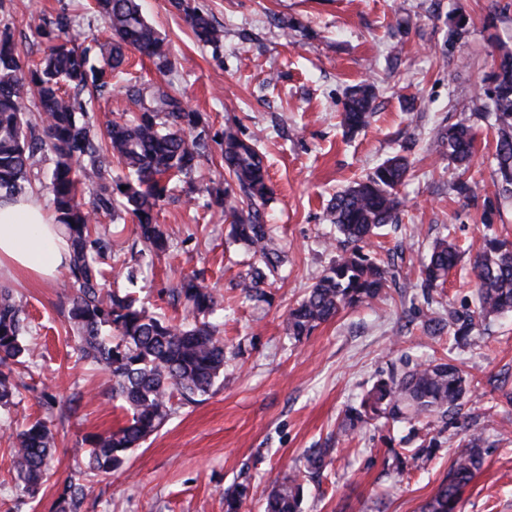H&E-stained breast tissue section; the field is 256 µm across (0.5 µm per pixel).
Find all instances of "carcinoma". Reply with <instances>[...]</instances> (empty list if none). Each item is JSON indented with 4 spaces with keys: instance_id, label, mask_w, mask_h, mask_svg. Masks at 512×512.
Listing matches in <instances>:
<instances>
[{
    "instance_id": "obj_1",
    "label": "carcinoma",
    "mask_w": 512,
    "mask_h": 512,
    "mask_svg": "<svg viewBox=\"0 0 512 512\" xmlns=\"http://www.w3.org/2000/svg\"><path fill=\"white\" fill-rule=\"evenodd\" d=\"M183 10L194 35L217 50L224 30L191 4L174 0ZM111 35L105 43L78 45L71 20L60 14L38 27L49 45L42 61L23 69L8 29L0 30V199L25 196L32 190L35 170L46 155L54 157L50 183L56 223L69 250L67 320L76 332L78 359L102 366L112 377V399L127 411L126 423L113 431L86 436L84 466L63 485L55 512H81L85 481L97 473L119 468L128 453L156 432L174 411L175 402L193 403L207 394L224 375L230 355L224 345V296L202 284L198 275L183 274L172 299L183 300L194 319L176 323L129 289L103 291L108 273L128 265L114 250L112 237L124 228L116 221L132 215L141 240L157 254L171 247L169 235L158 224L160 203L179 189H197L198 172L206 153L202 135L189 138L202 116L189 110L170 90L171 83L129 82L126 98L137 107L132 118L106 125L101 138L96 119L68 89L100 87L121 72L126 53L152 59L163 73L177 72L166 41L145 19L141 0H96ZM498 62L487 77L484 92L496 132L494 185L497 199L512 200V48L496 45ZM34 88L38 106L30 110L24 99ZM374 89L367 83L347 93L342 126L353 136L366 129L373 117ZM472 126L460 120L441 129L434 140L440 156L461 169L453 189L468 203L478 204L475 185L464 178L473 148ZM224 171L231 181L205 187L215 204L231 219L230 238L255 261L238 275L235 287L246 302L272 301L285 264V255L264 219L271 196L264 156L243 137L237 124L224 128ZM404 155L389 157L353 185L337 194L329 220L338 237L336 258L288 311V334L300 341L318 326L348 308L370 307L396 280L390 266L378 261L372 239L394 222L402 205L400 187L410 177ZM112 217V228L100 231L92 215ZM459 250L446 238L435 240L421 264L419 288L424 296L443 287L459 262ZM475 310H448L430 317L424 335L434 338L448 331L456 346L467 342L477 320L512 312V241L497 234L485 238L473 261ZM26 313L10 289H0V407L13 404L17 386L11 365L27 351ZM471 392V382L445 357H427L404 368L392 369L378 379L356 407H348L339 424L344 436L383 419L412 426L431 418L443 423L457 414ZM13 448L15 487L22 497H33L46 481L56 445L46 418H35L9 435ZM487 443L481 430L466 434L448 475L419 512H456L461 492L484 461ZM439 447L425 433L414 448L394 452L393 468L400 476L419 468V462ZM329 448H309L303 464L275 482L263 498V512H303L310 479L330 463ZM250 486L238 484L224 491V512H242Z\"/></svg>"
}]
</instances>
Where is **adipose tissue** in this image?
Returning a JSON list of instances; mask_svg holds the SVG:
<instances>
[{"label": "adipose tissue", "mask_w": 512, "mask_h": 512, "mask_svg": "<svg viewBox=\"0 0 512 512\" xmlns=\"http://www.w3.org/2000/svg\"><path fill=\"white\" fill-rule=\"evenodd\" d=\"M67 259L59 229L41 206L24 198L0 202V269L52 278Z\"/></svg>", "instance_id": "adipose-tissue-1"}]
</instances>
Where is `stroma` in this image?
<instances>
[{
    "mask_svg": "<svg viewBox=\"0 0 512 512\" xmlns=\"http://www.w3.org/2000/svg\"><path fill=\"white\" fill-rule=\"evenodd\" d=\"M224 28L220 49L199 43L170 0H143V14L185 59L174 80L185 105L203 114L211 153L200 176L224 179V126L239 120L266 155L273 197L269 223L287 255L285 277L271 304H241L233 283L248 256L232 243L220 208L205 196L163 202L158 221L172 235L165 256H147L137 294L150 307L180 319L168 290L180 274L197 272L224 295V341L234 355L213 393L179 408L119 469L89 483L82 512H224V491L244 483L252 497L243 512H261L266 490L305 450L334 449V462L310 486L304 512H418L434 494L458 451L454 429L409 475L396 476L392 448L401 430L375 422L344 437L337 424L381 376L405 360L451 355L473 386L459 422L484 429V464L462 494L457 512H512V314L477 323L471 341L450 350L447 338L423 341L430 315L416 288L420 263L433 240L449 235L462 257L442 295L445 307L474 309L471 263L483 244L482 209L454 194L457 169L431 154L439 127L468 117L476 133L468 171L481 196L495 194L493 129L478 115V89L491 72L493 38L512 45V0H192ZM67 12L76 32L102 36L89 0H0V29L9 28L20 61L40 59L36 29ZM467 19L455 46L446 43L451 18ZM287 20L282 30L279 20ZM376 87V116L345 136L341 114L348 89ZM415 175L401 188L398 229L384 228L375 249L403 246L399 285L369 308L342 311L302 341L289 338L287 312L335 253L336 230L326 218L336 191L394 154ZM64 274L37 281L0 272L26 309L31 328L29 368L19 403L0 407V512H53L67 478L83 461L84 436L117 428L125 412L111 396L107 373L78 362L67 322ZM77 397L72 416H54L53 474L38 494L19 498L11 467L10 426L43 416L38 391Z\"/></svg>",
    "mask_w": 512,
    "mask_h": 512,
    "instance_id": "1",
    "label": "stroma"
}]
</instances>
